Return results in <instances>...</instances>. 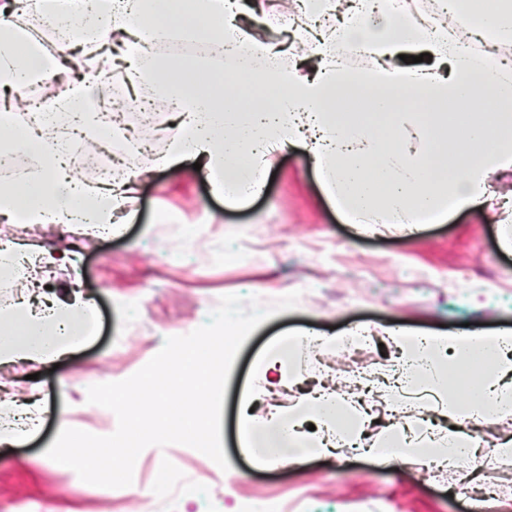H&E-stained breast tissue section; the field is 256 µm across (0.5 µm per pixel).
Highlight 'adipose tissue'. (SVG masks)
I'll return each mask as SVG.
<instances>
[{"instance_id":"adipose-tissue-1","label":"adipose tissue","mask_w":512,"mask_h":512,"mask_svg":"<svg viewBox=\"0 0 512 512\" xmlns=\"http://www.w3.org/2000/svg\"><path fill=\"white\" fill-rule=\"evenodd\" d=\"M461 6L445 0L432 19L415 13L411 0H316L308 16L341 10L372 19L340 27L332 40L303 33L297 63L285 65L248 25L266 16V0H0V87L55 78L63 84L27 123L16 121L13 107H0L9 152L38 161L22 179L0 183V224H56L89 238L121 234L141 170L110 183L76 178L64 142L97 127L102 78L115 67L104 47L117 38L129 83L155 85L162 102L184 101L156 168L180 172L200 164L224 201L250 197L269 156L300 147L359 231L397 224L413 232L476 205L497 206L511 223L512 193L494 192L491 181L512 179V59L477 62L468 45L487 31L512 37V0H494L473 25L449 35L448 19ZM31 18L76 30L79 50L67 65L29 38ZM162 39L223 46L236 64L225 73L207 59L146 65L143 45ZM339 42L363 46L369 63L344 66ZM414 49L429 53L430 62H403ZM94 316L81 291L31 295L0 311V362H54L88 338ZM390 336L399 351L390 377L362 379L359 387L371 399L385 390L392 415H401L407 388L437 389L448 399L433 415L413 411L373 437L375 413L321 388L288 413L262 420L241 408L243 452L259 467L350 450L395 468L447 464L466 488L478 470L462 460L511 461V433L487 449L474 439L512 415V330L423 336L399 329ZM308 421L325 427V435L303 432Z\"/></svg>"}]
</instances>
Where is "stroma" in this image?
<instances>
[{
  "label": "stroma",
  "instance_id": "35a3bbf8",
  "mask_svg": "<svg viewBox=\"0 0 512 512\" xmlns=\"http://www.w3.org/2000/svg\"><path fill=\"white\" fill-rule=\"evenodd\" d=\"M274 180L248 201L214 199L205 173L154 171L140 187L122 234L82 239L77 257L82 292L96 305L90 338L56 370L28 360L0 366L15 399L38 391L45 413L30 441L0 447V512H244V505H289L296 512H339L366 501L365 512H475L472 491H459L448 468L421 474L367 459L316 457L264 470L239 445L241 397L262 386L260 358L293 333H360L378 327L371 358L397 357L389 327L434 333L512 328V252L500 246L501 215L464 209L415 233L392 228L358 234L325 195L311 156L291 148L270 157ZM198 236H190L191 228ZM347 295L330 301L328 291ZM299 292L297 309L262 322L240 347L227 379L221 440L229 471L181 444L150 446L130 486L87 484L46 457L62 426L106 436L110 410L88 403V387L124 380L161 349L166 337L207 323L222 296L271 304ZM337 351L305 344L292 352L296 376H331ZM175 480L156 482L166 464Z\"/></svg>",
  "mask_w": 512,
  "mask_h": 512
}]
</instances>
